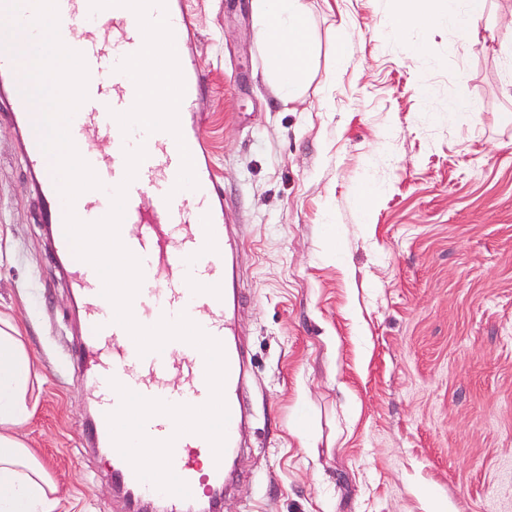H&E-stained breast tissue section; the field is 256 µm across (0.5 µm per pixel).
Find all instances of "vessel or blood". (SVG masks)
<instances>
[{
	"mask_svg": "<svg viewBox=\"0 0 512 512\" xmlns=\"http://www.w3.org/2000/svg\"><path fill=\"white\" fill-rule=\"evenodd\" d=\"M57 9L60 35L78 32L71 47L83 55L89 72L88 98L72 118L69 132L81 157L102 183L101 188L76 198L74 212L87 223L100 220L111 208L110 192L127 183L119 234L142 265L143 280L132 301L135 320L155 324L184 314L224 348V398L229 413L226 442L221 462L212 461L205 477L208 500L214 512H219L221 495L230 483L226 463L242 448L246 407L242 382L247 357L225 306V284L234 274L235 248L224 193L211 171L204 132L195 118L208 93L209 76L191 45V18L183 0H57ZM32 14L28 5L20 14L25 24L24 42L0 48V82L16 83L19 55L30 54L40 36L39 29L29 24ZM156 25L165 28L177 45L176 58L160 62L171 76L177 107L133 126L124 116L143 88L129 79V67L147 30ZM15 110L21 115L38 182L47 192H56L57 183L46 173L40 147L38 108L20 96ZM103 140L110 144L109 153L99 150ZM140 145L147 156L135 179L125 182V153ZM64 216V207L53 206L47 220L54 229L57 254L68 256L72 246L62 227ZM69 275L85 307V336L72 351L74 370L92 388L106 391L100 402L104 416L89 422L88 441L111 451L112 486L122 495L126 512H143L158 496L164 500V512H189L193 498L160 494L115 452L106 416L120 405L119 394L111 388L115 381L149 399L204 405L210 398L204 358L180 340L169 341L160 351L140 354L127 330L106 319L109 301L102 294L103 283L95 268L75 264ZM145 432L155 441L173 440L172 469L188 486H195L198 457L213 454L209 441L194 433L176 435L173 420L163 414L150 417Z\"/></svg>",
	"mask_w": 512,
	"mask_h": 512,
	"instance_id": "b4317fda",
	"label": "vessel or blood"
}]
</instances>
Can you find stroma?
I'll list each match as a JSON object with an SVG mask.
<instances>
[{
    "instance_id": "35a3bbf8",
    "label": "stroma",
    "mask_w": 512,
    "mask_h": 512,
    "mask_svg": "<svg viewBox=\"0 0 512 512\" xmlns=\"http://www.w3.org/2000/svg\"><path fill=\"white\" fill-rule=\"evenodd\" d=\"M306 3L319 55L288 101L252 0H186L250 358L223 512H512V0H490L483 44L443 22L387 35L398 0ZM44 210L0 95V314L44 375L24 438L61 512H124L84 441V320Z\"/></svg>"
}]
</instances>
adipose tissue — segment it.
I'll return each mask as SVG.
<instances>
[{
	"label": "adipose tissue",
	"instance_id": "1",
	"mask_svg": "<svg viewBox=\"0 0 512 512\" xmlns=\"http://www.w3.org/2000/svg\"><path fill=\"white\" fill-rule=\"evenodd\" d=\"M390 17V35L411 23H448L461 42H478L486 0H402ZM266 46V74L281 97L296 98L316 58V35L305 0H253ZM40 372L25 336L0 316V512H57L62 496L50 472L29 448L23 429L34 416Z\"/></svg>",
	"mask_w": 512,
	"mask_h": 512
}]
</instances>
